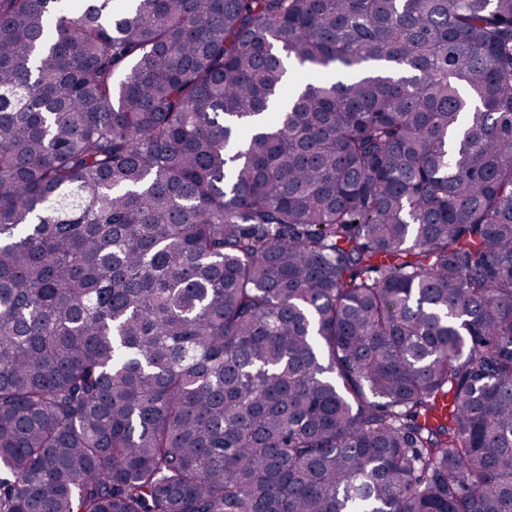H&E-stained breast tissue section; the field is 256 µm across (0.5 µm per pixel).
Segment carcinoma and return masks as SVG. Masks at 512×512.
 <instances>
[{
    "instance_id": "obj_1",
    "label": "carcinoma",
    "mask_w": 512,
    "mask_h": 512,
    "mask_svg": "<svg viewBox=\"0 0 512 512\" xmlns=\"http://www.w3.org/2000/svg\"><path fill=\"white\" fill-rule=\"evenodd\" d=\"M0 512H512V0H0Z\"/></svg>"
}]
</instances>
